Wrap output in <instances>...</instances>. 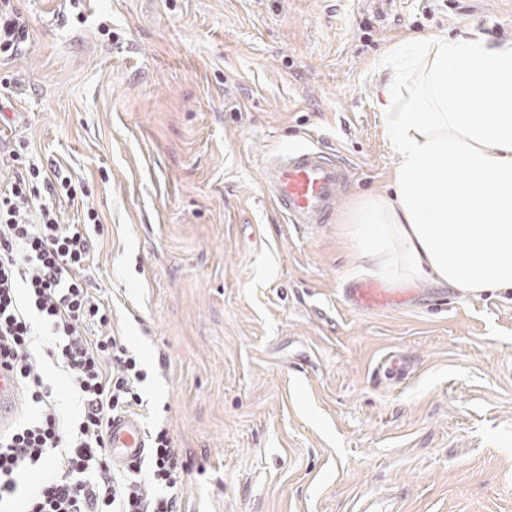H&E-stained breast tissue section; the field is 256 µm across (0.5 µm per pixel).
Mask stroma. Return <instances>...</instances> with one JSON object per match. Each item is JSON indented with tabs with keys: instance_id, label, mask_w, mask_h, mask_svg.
Segmentation results:
<instances>
[{
	"instance_id": "35a3bbf8",
	"label": "stroma",
	"mask_w": 512,
	"mask_h": 512,
	"mask_svg": "<svg viewBox=\"0 0 512 512\" xmlns=\"http://www.w3.org/2000/svg\"><path fill=\"white\" fill-rule=\"evenodd\" d=\"M0 137L64 165L104 227L84 276L185 464L182 512H512V294L394 285L366 310L343 216L396 164L374 64L420 36L512 41V0H15ZM328 146L325 224L266 157ZM391 353L403 377L380 364ZM348 185L347 166L322 147L273 152L263 167V188L291 224H325ZM349 297L355 304L366 308L391 305L394 302L393 295L375 282H364L356 288H349Z\"/></svg>"
}]
</instances>
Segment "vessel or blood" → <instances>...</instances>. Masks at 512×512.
Returning <instances> with one entry per match:
<instances>
[{"instance_id":"vessel-or-blood-1","label":"vessel or blood","mask_w":512,"mask_h":512,"mask_svg":"<svg viewBox=\"0 0 512 512\" xmlns=\"http://www.w3.org/2000/svg\"><path fill=\"white\" fill-rule=\"evenodd\" d=\"M349 174L338 156L321 147L288 148L273 152L263 167V188L292 224H322L335 212L347 190ZM351 300L362 307L390 305L393 295L377 283L350 289ZM13 380L0 373V429L7 427V408L16 406ZM146 443L141 421L132 415L112 418L110 452L115 463L139 464Z\"/></svg>"}]
</instances>
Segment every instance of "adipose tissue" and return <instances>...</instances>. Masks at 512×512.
<instances>
[{"label": "adipose tissue", "mask_w": 512, "mask_h": 512, "mask_svg": "<svg viewBox=\"0 0 512 512\" xmlns=\"http://www.w3.org/2000/svg\"><path fill=\"white\" fill-rule=\"evenodd\" d=\"M376 72L397 164L391 193L344 216L360 269L464 295L512 292V45L428 36L395 45Z\"/></svg>", "instance_id": "obj_1"}]
</instances>
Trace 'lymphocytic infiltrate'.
<instances>
[{
    "label": "lymphocytic infiltrate",
    "instance_id": "1",
    "mask_svg": "<svg viewBox=\"0 0 512 512\" xmlns=\"http://www.w3.org/2000/svg\"><path fill=\"white\" fill-rule=\"evenodd\" d=\"M29 36L12 0H0V57L18 53ZM0 367L10 370L28 415L0 431V512L22 500L21 512H180L184 465L169 431L150 432L145 480L116 469L108 451L112 417L143 406L147 374L135 355L108 333L112 313L88 289L83 271L103 226L83 207L82 220L62 223L60 201L78 204L61 165L26 163L0 149ZM48 332L35 351L33 319ZM100 336L89 337V326ZM61 363L82 402L65 422L40 368Z\"/></svg>",
    "mask_w": 512,
    "mask_h": 512
}]
</instances>
